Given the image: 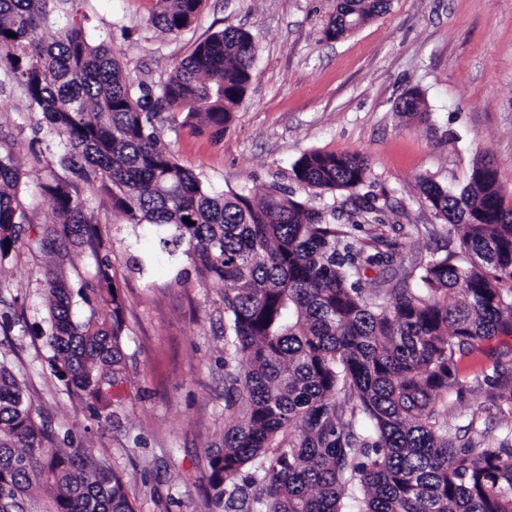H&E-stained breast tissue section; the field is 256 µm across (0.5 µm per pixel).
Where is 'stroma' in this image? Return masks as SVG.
I'll list each match as a JSON object with an SVG mask.
<instances>
[{"label":"stroma","mask_w":512,"mask_h":512,"mask_svg":"<svg viewBox=\"0 0 512 512\" xmlns=\"http://www.w3.org/2000/svg\"><path fill=\"white\" fill-rule=\"evenodd\" d=\"M156 0H81L92 44L112 48L130 78L158 87L196 43L232 26L249 32L257 58L246 96L223 139L161 113V142L217 194L288 188L308 206L334 205L331 220L356 223L363 241L383 237L392 262L368 271L363 288H390L434 254L459 250L456 227L437 218L421 179L460 190L474 164L490 160L512 205V0H391L340 40L324 35L336 0H204L175 34L149 22ZM418 89L428 121L396 105ZM310 150L360 154L367 178L353 191L322 194L292 169ZM65 147L47 137L15 80L0 71V152L12 154L35 224L53 209L39 183L68 177ZM78 190L97 218L100 246L63 239L51 253L21 241L0 263V356L27 377L34 405L73 445L107 460L125 478L135 512H221L207 497L209 457L234 410L224 406V300L183 252L167 253V227L134 226L86 184ZM380 210L383 225L360 209ZM108 257L125 301L128 380L112 413L90 416L52 374L44 333V273L91 280ZM512 365V336L499 335L463 357L461 385L437 410L461 440L512 443V408L487 379Z\"/></svg>","instance_id":"1"}]
</instances>
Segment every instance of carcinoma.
Wrapping results in <instances>:
<instances>
[{"label": "carcinoma", "instance_id": "1", "mask_svg": "<svg viewBox=\"0 0 512 512\" xmlns=\"http://www.w3.org/2000/svg\"><path fill=\"white\" fill-rule=\"evenodd\" d=\"M78 0H0V68L22 87L62 167L95 186L128 223L163 224L177 248L224 291V425L210 458L214 503L226 512H512V445L459 441L436 408L460 384L461 357L512 335V207L482 160L454 192L424 179L422 194L461 232L460 252L431 256L416 283L361 287L385 254L330 224L323 210L272 187L215 195L155 135L160 112H184L220 138L252 78L250 35L227 27L198 42L162 82L134 87L112 50L91 44ZM150 23L173 34L203 0H156ZM390 0H337L329 39L388 11ZM52 12L68 17L54 37ZM421 93L397 105L428 119ZM365 158L310 151L296 180L322 193L363 184ZM53 216L40 239L96 246L94 211L74 182L41 185ZM189 218L193 224L185 223ZM31 224L20 174L0 154V262ZM46 342L57 378L96 416L125 382L124 301L107 258L93 282L45 274ZM89 312L74 318L73 306ZM0 512H135L123 475L105 459L63 448L38 418L26 381L0 363Z\"/></svg>", "mask_w": 512, "mask_h": 512}]
</instances>
